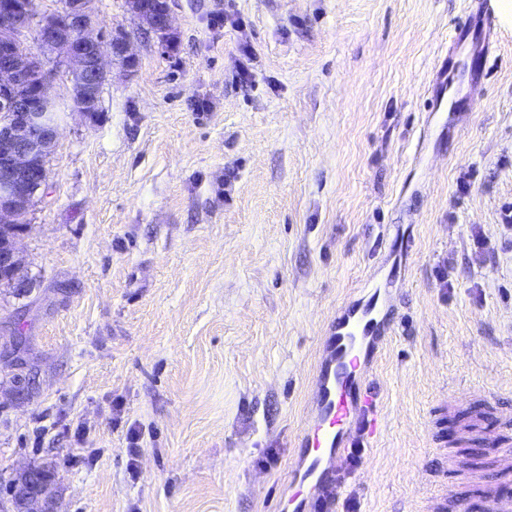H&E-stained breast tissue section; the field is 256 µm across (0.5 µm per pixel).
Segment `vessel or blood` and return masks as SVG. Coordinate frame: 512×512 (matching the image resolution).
<instances>
[{"mask_svg": "<svg viewBox=\"0 0 512 512\" xmlns=\"http://www.w3.org/2000/svg\"><path fill=\"white\" fill-rule=\"evenodd\" d=\"M377 323L368 309L358 315L344 314L336 320L335 333L324 339L314 411L300 438L305 457L293 475L296 489L290 500L298 512H319L322 508L332 485L330 475L338 468L349 442L352 422L360 421L366 436L378 431L377 398L373 392L362 390L359 370L361 351L371 343ZM446 475L443 468L425 474L426 481L442 489L433 498L435 512H506L505 495L497 488H488L476 500L457 498L444 489Z\"/></svg>", "mask_w": 512, "mask_h": 512, "instance_id": "1", "label": "vessel or blood"}]
</instances>
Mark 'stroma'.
I'll return each instance as SVG.
<instances>
[{"label": "stroma", "instance_id": "35a3bbf8", "mask_svg": "<svg viewBox=\"0 0 512 512\" xmlns=\"http://www.w3.org/2000/svg\"><path fill=\"white\" fill-rule=\"evenodd\" d=\"M469 4L171 0L165 51L126 0H93L137 64L110 61L92 122L54 82L17 239L33 286L0 288L5 512L30 466L56 512H284L322 340L374 294L379 432L352 425L339 508L426 512L444 460L457 496L512 483L485 447L512 424L471 409L512 399V8L481 0L489 29L451 48Z\"/></svg>", "mask_w": 512, "mask_h": 512}]
</instances>
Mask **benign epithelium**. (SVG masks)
Masks as SVG:
<instances>
[{
	"instance_id": "obj_1",
	"label": "benign epithelium",
	"mask_w": 512,
	"mask_h": 512,
	"mask_svg": "<svg viewBox=\"0 0 512 512\" xmlns=\"http://www.w3.org/2000/svg\"><path fill=\"white\" fill-rule=\"evenodd\" d=\"M92 0H61L60 9L38 15L31 0H0V225L24 224L47 189V163L57 135L55 72L26 47L31 31L41 49L63 51L76 109L99 112L107 70L104 46L134 67L130 35L119 31L104 43ZM22 272L16 238L0 246V278Z\"/></svg>"
}]
</instances>
